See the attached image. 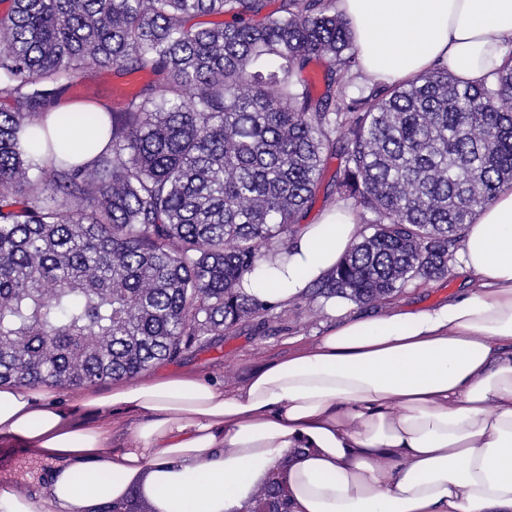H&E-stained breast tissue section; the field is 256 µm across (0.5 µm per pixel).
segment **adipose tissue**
<instances>
[{
    "instance_id": "adipose-tissue-1",
    "label": "adipose tissue",
    "mask_w": 512,
    "mask_h": 512,
    "mask_svg": "<svg viewBox=\"0 0 512 512\" xmlns=\"http://www.w3.org/2000/svg\"><path fill=\"white\" fill-rule=\"evenodd\" d=\"M363 73L409 81L434 66L489 81L512 42V0H336ZM46 122L72 160L107 136ZM342 207L300 226L241 286L264 305L306 295L357 241ZM468 287L418 310L359 318L340 296L309 348L227 389L190 375L54 397L0 386V441L53 468L41 495L0 489V512H94L139 488L152 512H242L273 472L290 512H512V187L465 226ZM133 415L113 444L115 415Z\"/></svg>"
}]
</instances>
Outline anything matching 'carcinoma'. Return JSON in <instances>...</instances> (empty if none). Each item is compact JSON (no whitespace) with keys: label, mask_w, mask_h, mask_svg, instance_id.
<instances>
[{"label":"carcinoma","mask_w":512,"mask_h":512,"mask_svg":"<svg viewBox=\"0 0 512 512\" xmlns=\"http://www.w3.org/2000/svg\"><path fill=\"white\" fill-rule=\"evenodd\" d=\"M0 384L132 380L269 308L241 282L319 190L375 214L314 299L377 302L448 272L478 209L512 185V56L468 85L442 67L332 104L297 79L355 63L327 0H0ZM222 15L207 26L199 18ZM114 68L147 81L64 122L106 131L85 165L43 116ZM272 475L243 512H288Z\"/></svg>","instance_id":"obj_1"}]
</instances>
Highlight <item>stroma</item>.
I'll use <instances>...</instances> for the list:
<instances>
[{
  "label": "stroma",
  "instance_id": "obj_1",
  "mask_svg": "<svg viewBox=\"0 0 512 512\" xmlns=\"http://www.w3.org/2000/svg\"><path fill=\"white\" fill-rule=\"evenodd\" d=\"M340 162L337 156L329 159L318 196L306 212L304 223L319 222L325 212L340 204L336 201L334 187ZM340 205L354 209L358 220L371 216L369 210L355 207L353 200ZM463 286L462 277L452 271L447 276L409 286L381 303L357 305L356 310L369 315L396 307L429 308L458 294ZM329 323L321 300L305 297L287 307L270 310L265 316L225 329L217 347L191 349L175 359L154 364L147 374L155 378L184 374L210 377L234 387L245 382L255 369L313 346ZM49 467V461L35 457L20 443L0 446V488L6 486L28 495L40 492Z\"/></svg>",
  "mask_w": 512,
  "mask_h": 512
}]
</instances>
